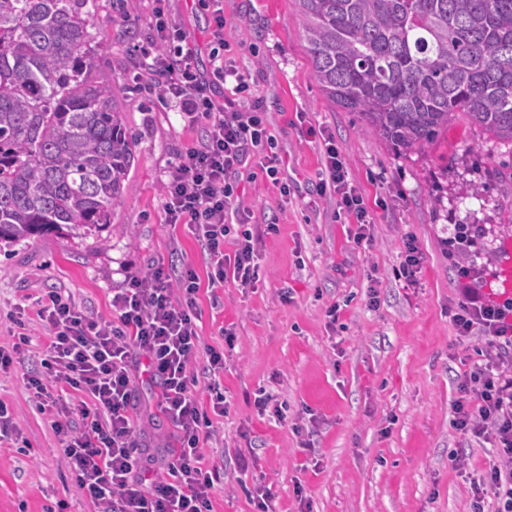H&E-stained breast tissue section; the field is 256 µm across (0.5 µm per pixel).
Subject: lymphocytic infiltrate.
<instances>
[{
	"instance_id": "1",
	"label": "lymphocytic infiltrate",
	"mask_w": 512,
	"mask_h": 512,
	"mask_svg": "<svg viewBox=\"0 0 512 512\" xmlns=\"http://www.w3.org/2000/svg\"><path fill=\"white\" fill-rule=\"evenodd\" d=\"M153 28L160 49L144 50L161 96L175 100L184 119L202 126L205 139L181 153L164 188L167 223L190 225L211 257L208 285L233 280L249 288L258 278L256 240L251 229L227 224L235 208L226 176L241 165L249 148L270 142L260 105L243 111L233 99L216 104L196 68L186 36L154 8ZM326 183L337 195L339 211L358 224L356 244L371 243V222L360 191L348 180V163L331 136L323 138ZM234 251L225 254V242ZM478 270L460 267L462 298L452 316L459 337L481 336L490 351L459 377L452 425L491 446L492 462L473 483L472 512H512V297L489 299L472 288ZM112 296L111 319L88 317L65 294L52 290L34 304L47 343L41 368L27 377L39 408L54 407L53 429L62 442V459L96 512H212L211 495L221 480L208 467L200 440L212 415L229 404L219 383H211L210 409L200 406L191 361L200 337L194 310L199 278L192 269L172 274L155 267L132 274ZM158 381V405L179 433L169 477L150 475L135 450L137 426L130 415L137 371Z\"/></svg>"
}]
</instances>
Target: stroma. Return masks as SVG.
<instances>
[{
  "label": "stroma",
  "instance_id": "obj_1",
  "mask_svg": "<svg viewBox=\"0 0 512 512\" xmlns=\"http://www.w3.org/2000/svg\"><path fill=\"white\" fill-rule=\"evenodd\" d=\"M224 42L211 36V0H167L185 31L198 72L216 59L243 73L260 101L280 160L269 177L264 156L248 157L231 182L240 218L275 223L257 243L254 288H201L197 324L203 346L224 353L220 378L229 404L204 441L207 463L224 478L214 512H257L256 487H271L275 512H471L472 477L488 465L482 441L451 424L458 378L480 359L481 342L460 340L450 311L459 298L457 269L441 241L455 225L478 229L483 293H502L501 247L512 239V142L459 117L429 146L399 153L368 132L357 113L332 106L311 76L295 0H223ZM96 69L124 90L118 100L136 135L123 201L94 238L40 237L0 249V347L11 348V316L26 298L59 288L91 316H110L112 295L131 273L162 265L191 267L206 278L209 257L186 224L165 221L162 186L178 155L204 130L185 122L144 72L139 47L151 33L152 0H91ZM330 133L348 162L373 226L372 246H356L352 218L338 216L320 187L322 148L308 127ZM416 237L423 264L416 284L398 279L405 234ZM289 290L283 301L281 290ZM378 304H371V297ZM339 305L337 323L327 309ZM24 320L32 350L0 372V400L17 418L18 439L0 443V512H94L61 460L52 418L26 385L46 337L34 309ZM237 337L227 347L223 329ZM283 403L286 421L259 415V392ZM148 374L135 380L130 413L143 465L159 471L178 434L157 406ZM309 441L301 451V441ZM466 456L454 466L451 451Z\"/></svg>",
  "mask_w": 512,
  "mask_h": 512
}]
</instances>
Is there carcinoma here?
I'll list each match as a JSON object with an SVG mask.
<instances>
[{
    "mask_svg": "<svg viewBox=\"0 0 512 512\" xmlns=\"http://www.w3.org/2000/svg\"><path fill=\"white\" fill-rule=\"evenodd\" d=\"M88 0H0V244L100 237L134 138L96 74ZM312 77L402 152L457 113L512 140V0H295Z\"/></svg>",
    "mask_w": 512,
    "mask_h": 512,
    "instance_id": "1",
    "label": "carcinoma"
}]
</instances>
